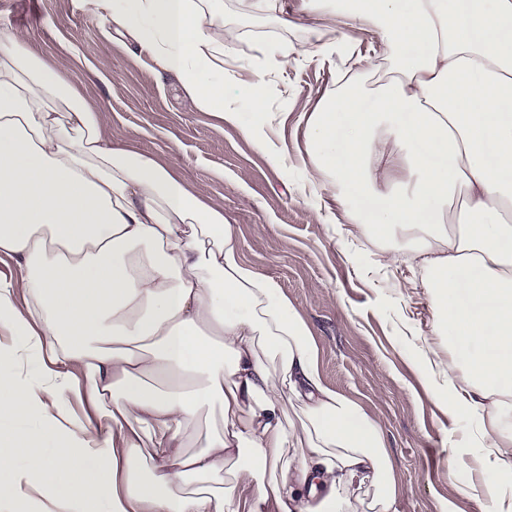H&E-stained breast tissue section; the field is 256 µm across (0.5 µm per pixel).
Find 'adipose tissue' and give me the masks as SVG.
<instances>
[{
  "mask_svg": "<svg viewBox=\"0 0 512 512\" xmlns=\"http://www.w3.org/2000/svg\"><path fill=\"white\" fill-rule=\"evenodd\" d=\"M109 30L180 75L190 101L239 123L224 0H95ZM373 32L311 30L337 54L304 137L316 194L408 253L461 357L432 353V397L478 419L487 512H512V0H302ZM241 125L263 135L267 69ZM0 512H377L397 495L376 423L328 387L314 335L238 233L154 158L116 149L27 40L0 28ZM23 301H16V294ZM93 417H78L72 399ZM209 430L190 448L199 417Z\"/></svg>",
  "mask_w": 512,
  "mask_h": 512,
  "instance_id": "1",
  "label": "adipose tissue"
}]
</instances>
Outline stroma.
<instances>
[{
  "label": "stroma",
  "instance_id": "obj_1",
  "mask_svg": "<svg viewBox=\"0 0 512 512\" xmlns=\"http://www.w3.org/2000/svg\"><path fill=\"white\" fill-rule=\"evenodd\" d=\"M248 2L224 0V67L237 79L243 123L253 120L246 90L263 45L299 46L317 26L348 29L359 54L378 46L374 33L304 12L301 0H286L292 23L285 27L252 13ZM0 27L64 62L67 79L98 106L113 146L137 148L169 165L223 210L238 230L244 259L278 283L311 327L324 382L383 431L398 487L392 512H482L467 492L480 479L479 452L469 445L475 421L449 412L425 387L424 349L456 353L433 332L426 289L414 286L407 262L382 265L384 239L361 235L309 183L304 127L340 59H301L268 74V108L278 118L267 136L286 149L284 165L276 166L239 127L196 110L179 75L129 40L105 36L94 0H0ZM455 448L467 454L453 469Z\"/></svg>",
  "mask_w": 512,
  "mask_h": 512
}]
</instances>
